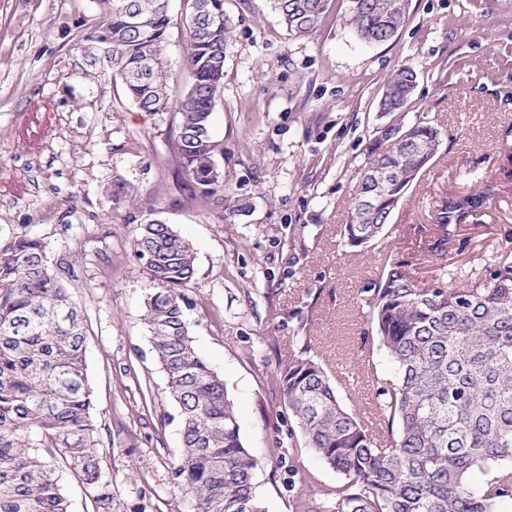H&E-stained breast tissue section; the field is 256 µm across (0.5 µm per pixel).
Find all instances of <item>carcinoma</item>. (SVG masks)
I'll return each mask as SVG.
<instances>
[{
	"instance_id": "carcinoma-1",
	"label": "carcinoma",
	"mask_w": 512,
	"mask_h": 512,
	"mask_svg": "<svg viewBox=\"0 0 512 512\" xmlns=\"http://www.w3.org/2000/svg\"><path fill=\"white\" fill-rule=\"evenodd\" d=\"M103 16L83 38L87 73L120 79L143 112H163L174 91L164 60L169 0H100ZM327 0H274L288 33L315 34ZM137 11L140 26L130 25ZM401 0H349L346 22L363 43L391 41L403 26ZM191 83L180 91L175 149L182 176L203 203H225L210 178L222 144L211 136L224 54L233 23L224 0H183ZM417 73L404 65L383 88L380 110L392 128H412V141L366 147L364 170L351 198L343 238L350 248L378 240L397 204L439 145L425 121L402 112ZM492 195L486 185L448 200L431 251L439 257L458 226ZM151 293L145 324L177 405L182 448L169 484L191 499L193 512H265L253 474L259 460L245 446L223 379L197 353L180 288L195 274L191 244L169 224L138 228ZM74 266L55 261L44 238L21 225H0V512H70L62 477L75 476L93 512H112V483L103 479L101 427L85 367L81 307L66 283ZM364 298L371 332L394 365L372 378L388 438L373 437L340 401L323 366L301 347L277 375L308 448L340 481L293 497L294 512H503L512 502V250L499 252L486 275L450 279L445 268L429 282L405 262H386Z\"/></svg>"
}]
</instances>
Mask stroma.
<instances>
[{
    "mask_svg": "<svg viewBox=\"0 0 512 512\" xmlns=\"http://www.w3.org/2000/svg\"><path fill=\"white\" fill-rule=\"evenodd\" d=\"M327 7L322 27L299 39L272 0H224L235 31L211 135L224 147V195L239 207L231 214L201 204L182 179L176 108L140 111L120 81L86 74L80 36L97 0H0V225H32L52 258L75 266L95 414L112 432L101 450L112 512L192 510L168 482L181 426L144 322L139 225L162 218L194 249L182 290L189 331L260 460L254 483L266 512H293L289 467L315 486L339 479L305 448L276 383L291 352L312 340L343 403L381 434L362 362L384 378L394 369L368 335L362 289L388 259L432 271L444 202L487 184L494 195L458 229L451 268L469 277L512 247V0H409L396 37L374 46L347 24V0ZM181 11L172 0L165 43L180 90L190 82ZM403 65L418 74L407 118L438 128L440 145L384 235L348 249L349 196L384 122V82Z\"/></svg>",
    "mask_w": 512,
    "mask_h": 512,
    "instance_id": "obj_1",
    "label": "stroma"
}]
</instances>
